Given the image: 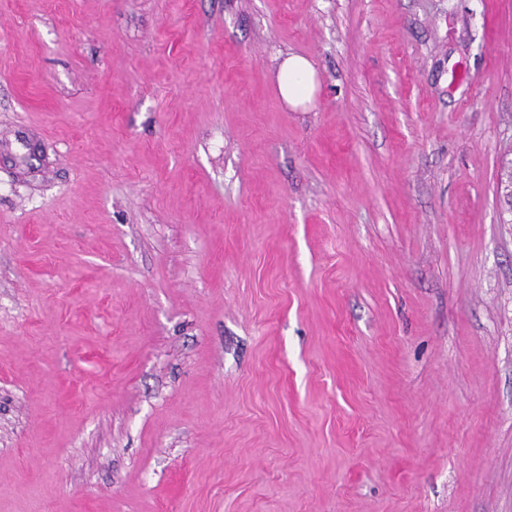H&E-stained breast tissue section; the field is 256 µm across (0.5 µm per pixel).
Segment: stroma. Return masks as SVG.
Segmentation results:
<instances>
[{"label": "stroma", "instance_id": "stroma-1", "mask_svg": "<svg viewBox=\"0 0 512 512\" xmlns=\"http://www.w3.org/2000/svg\"><path fill=\"white\" fill-rule=\"evenodd\" d=\"M487 2L0 0V512H512ZM313 63L299 54L289 55L281 64L277 81L282 99L292 108L310 103L314 98L318 83Z\"/></svg>", "mask_w": 512, "mask_h": 512}]
</instances>
